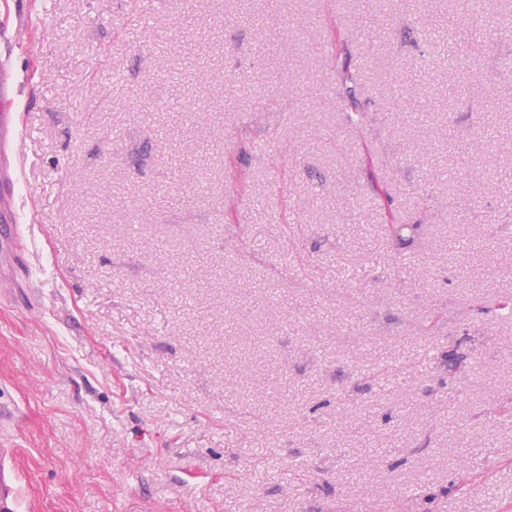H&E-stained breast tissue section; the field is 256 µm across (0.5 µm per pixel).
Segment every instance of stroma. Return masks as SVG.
Here are the masks:
<instances>
[{
  "mask_svg": "<svg viewBox=\"0 0 512 512\" xmlns=\"http://www.w3.org/2000/svg\"><path fill=\"white\" fill-rule=\"evenodd\" d=\"M17 9V512H512V0L463 65L455 0ZM422 224H399L392 233V242L396 254L402 255L403 250L411 248L420 234ZM443 357L442 368L446 374L448 373V378L452 382L460 379H472L473 374L476 376L479 373V367L473 365L475 360L468 362L467 357L464 356L451 359H448V355H443Z\"/></svg>",
  "mask_w": 512,
  "mask_h": 512,
  "instance_id": "stroma-1",
  "label": "stroma"
}]
</instances>
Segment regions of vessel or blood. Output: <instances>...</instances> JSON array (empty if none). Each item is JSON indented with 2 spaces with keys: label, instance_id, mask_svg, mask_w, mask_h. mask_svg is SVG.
Wrapping results in <instances>:
<instances>
[{
  "label": "vessel or blood",
  "instance_id": "b4317fda",
  "mask_svg": "<svg viewBox=\"0 0 512 512\" xmlns=\"http://www.w3.org/2000/svg\"><path fill=\"white\" fill-rule=\"evenodd\" d=\"M26 122L19 110L17 76L9 63H0V238L17 240L20 227V157L17 145Z\"/></svg>",
  "mask_w": 512,
  "mask_h": 512
}]
</instances>
